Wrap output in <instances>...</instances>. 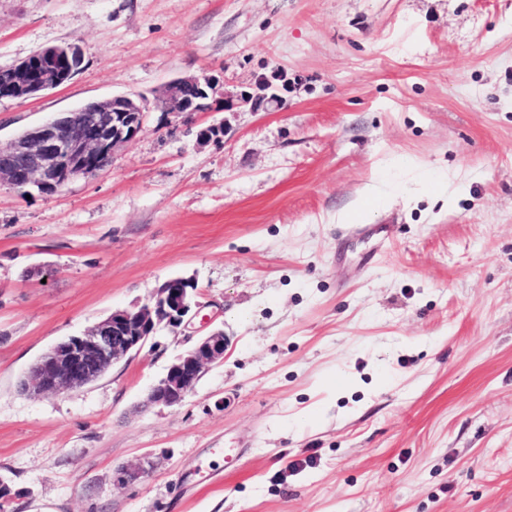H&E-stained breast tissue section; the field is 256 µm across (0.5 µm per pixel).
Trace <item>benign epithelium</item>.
Returning <instances> with one entry per match:
<instances>
[{
    "label": "benign epithelium",
    "instance_id": "obj_1",
    "mask_svg": "<svg viewBox=\"0 0 512 512\" xmlns=\"http://www.w3.org/2000/svg\"><path fill=\"white\" fill-rule=\"evenodd\" d=\"M78 44L43 47L15 65L0 67V99H27L61 86L82 64ZM256 92L240 94L254 108L280 105V87L261 76ZM219 78L186 76L169 82L158 98L163 113L209 112L218 103ZM146 107L128 96H114L52 116L0 145V181L22 194L35 189L55 193L78 178H89L112 164L115 150L135 138L146 120ZM197 285L173 277L156 288L153 300L117 310L87 332L53 346L25 375L35 394L59 392L101 377L115 362L139 350L161 327L191 323ZM227 337L214 329L200 337L168 367L151 389L148 402L174 406L193 389L203 372L224 359Z\"/></svg>",
    "mask_w": 512,
    "mask_h": 512
}]
</instances>
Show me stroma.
I'll return each mask as SVG.
<instances>
[{
	"label": "stroma",
	"instance_id": "stroma-1",
	"mask_svg": "<svg viewBox=\"0 0 512 512\" xmlns=\"http://www.w3.org/2000/svg\"><path fill=\"white\" fill-rule=\"evenodd\" d=\"M73 42L72 79L0 99V144L112 96L148 114L98 176L0 182V512H512V0H0V66ZM202 74L285 102L159 111ZM393 157L385 207L346 220ZM436 171L444 207L415 194ZM173 276L191 332L21 391ZM214 328L223 361L149 404ZM287 88V84H282L281 88L268 80L266 77L261 76L255 83L257 92L251 93L245 91L240 94V100L245 103H251L253 108H260L262 106L280 105L283 102V97L280 95V90Z\"/></svg>",
	"mask_w": 512,
	"mask_h": 512
}]
</instances>
